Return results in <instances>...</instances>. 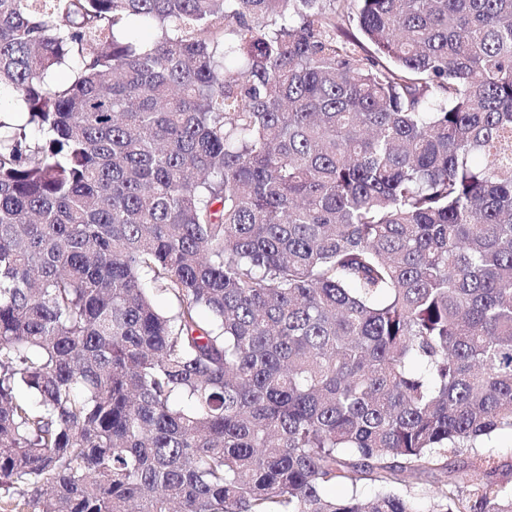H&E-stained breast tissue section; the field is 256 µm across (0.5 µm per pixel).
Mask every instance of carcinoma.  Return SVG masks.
I'll use <instances>...</instances> for the list:
<instances>
[{
    "instance_id": "obj_1",
    "label": "carcinoma",
    "mask_w": 512,
    "mask_h": 512,
    "mask_svg": "<svg viewBox=\"0 0 512 512\" xmlns=\"http://www.w3.org/2000/svg\"><path fill=\"white\" fill-rule=\"evenodd\" d=\"M324 2L0 0L16 512H512V0ZM326 4V8L336 6V14L340 16L342 32L336 31V34L341 35V39L348 42L358 58H367L372 53V47L363 40L356 27V21H353L358 12L359 2L357 0H336V2H330V6L329 2ZM473 452L483 456H492L501 462L512 463V436L510 433L497 435L488 447L473 448Z\"/></svg>"
}]
</instances>
